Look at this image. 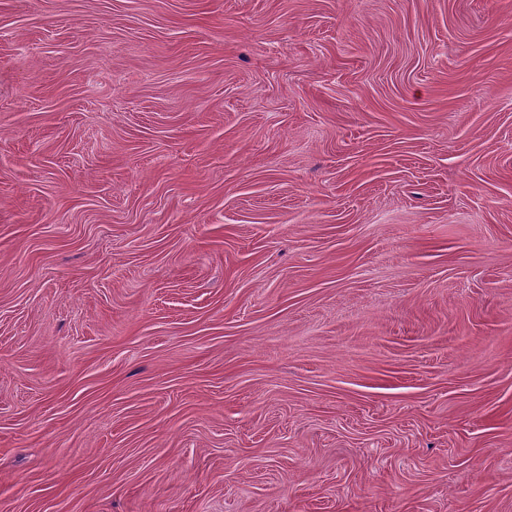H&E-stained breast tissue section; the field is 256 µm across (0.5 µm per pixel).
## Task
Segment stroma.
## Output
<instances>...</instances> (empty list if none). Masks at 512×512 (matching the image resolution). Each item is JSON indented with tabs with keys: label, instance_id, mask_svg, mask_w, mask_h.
<instances>
[{
	"label": "stroma",
	"instance_id": "stroma-1",
	"mask_svg": "<svg viewBox=\"0 0 512 512\" xmlns=\"http://www.w3.org/2000/svg\"><path fill=\"white\" fill-rule=\"evenodd\" d=\"M0 512H512V0H0Z\"/></svg>",
	"mask_w": 512,
	"mask_h": 512
}]
</instances>
